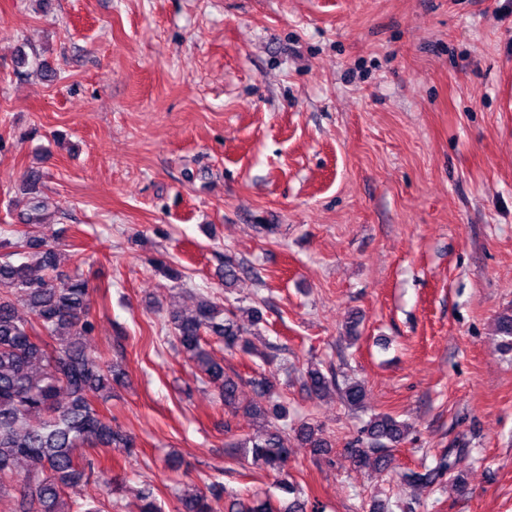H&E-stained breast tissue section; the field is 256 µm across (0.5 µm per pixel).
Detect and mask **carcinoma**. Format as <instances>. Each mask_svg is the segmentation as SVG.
<instances>
[{
    "instance_id": "obj_1",
    "label": "carcinoma",
    "mask_w": 512,
    "mask_h": 512,
    "mask_svg": "<svg viewBox=\"0 0 512 512\" xmlns=\"http://www.w3.org/2000/svg\"><path fill=\"white\" fill-rule=\"evenodd\" d=\"M42 179L38 170L27 172L23 190L29 194L25 224L41 223L46 208L38 194ZM1 248L35 251L37 268L26 262L0 261V496L14 497V512H103L99 501L67 498L66 489L91 479L101 480L107 469L94 451L115 448L125 456L136 454L134 438L112 425L99 408L112 394V384H121L124 373L118 364L93 350L87 337L94 322L86 297L90 282L61 266L59 245L28 232L16 240H0ZM29 310V318L19 308ZM248 322L209 295L198 297L189 312L169 311L168 325L179 347L190 355L203 382L217 390L224 407L243 409L257 432L234 444L251 465L272 473L280 488L294 495L284 512H307L309 500L298 497L299 487L283 473L292 441L314 449L327 447L322 428L307 421L290 429L275 424L288 417L287 407L277 399L276 384L269 376L250 381L253 397L240 405V385L224 371L208 350L210 340L231 352H253L251 326L262 320L256 308L247 309ZM309 393L322 398L337 386L310 364L303 369ZM351 410L366 406L365 386L346 381L340 388ZM407 425L387 413L366 422L360 436L350 443L349 453L358 468L383 471L392 468L391 449L400 445ZM450 456L442 455L433 468L402 475L410 486L430 488L441 484L454 469ZM137 512H164L153 491L138 494ZM173 512H274L266 500L245 503L235 499L224 506V486L212 481L206 489L196 487L176 496Z\"/></svg>"
}]
</instances>
